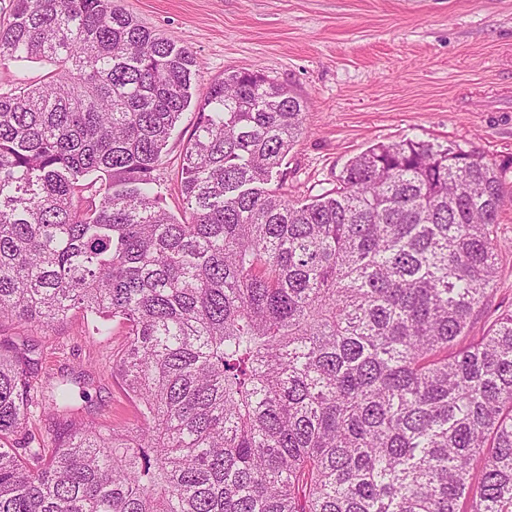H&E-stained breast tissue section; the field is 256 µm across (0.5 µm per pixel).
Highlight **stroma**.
<instances>
[{"mask_svg":"<svg viewBox=\"0 0 512 512\" xmlns=\"http://www.w3.org/2000/svg\"><path fill=\"white\" fill-rule=\"evenodd\" d=\"M141 24L191 49L200 63L193 91L228 70H257L309 102L305 133L283 166L291 199L336 185L347 161L378 142L417 138L454 144L504 166L512 184V0H121ZM197 121L189 106L166 147L159 175L164 205L180 214L179 164ZM500 273L490 304L512 308V205L497 228ZM74 313L46 329L0 322V347L30 349L35 404L28 428L65 433L79 421L132 430L137 412L112 360L127 338L87 336ZM67 382L69 408L45 404Z\"/></svg>","mask_w":512,"mask_h":512,"instance_id":"1","label":"stroma"}]
</instances>
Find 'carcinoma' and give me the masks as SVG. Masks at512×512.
Returning a JSON list of instances; mask_svg holds the SVG:
<instances>
[{
	"label": "carcinoma",
	"mask_w": 512,
	"mask_h": 512,
	"mask_svg": "<svg viewBox=\"0 0 512 512\" xmlns=\"http://www.w3.org/2000/svg\"><path fill=\"white\" fill-rule=\"evenodd\" d=\"M0 320L127 330L140 425L25 429L27 350H0V512H512V310L484 322L512 204L503 169L407 138L305 201L269 187L307 101L200 75L119 0H8L0 65ZM23 67L27 78L33 83L42 82L48 74L55 70V66L48 62H25L22 64L10 63L0 66V87L1 91H6L12 80V75L17 72L19 68Z\"/></svg>",
	"instance_id": "1"
}]
</instances>
